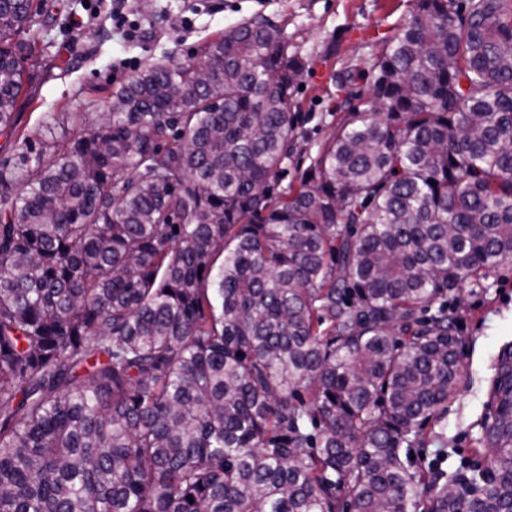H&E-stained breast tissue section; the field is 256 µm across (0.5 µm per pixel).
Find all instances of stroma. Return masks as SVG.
Segmentation results:
<instances>
[{
	"label": "stroma",
	"instance_id": "obj_1",
	"mask_svg": "<svg viewBox=\"0 0 512 512\" xmlns=\"http://www.w3.org/2000/svg\"><path fill=\"white\" fill-rule=\"evenodd\" d=\"M413 8L414 0H132L127 16L139 35L130 38L112 22V0H44L16 125L0 130V159L11 155L20 134L40 140L48 116L94 120L113 84L170 53L198 62L204 44L226 27L262 14L306 65L304 86L295 92L299 139L288 160L287 179L298 181L348 107L367 108L370 64ZM448 306L464 341L459 390L411 453L415 464L436 461L455 473L487 454L478 440L498 358L512 343V261L463 281Z\"/></svg>",
	"mask_w": 512,
	"mask_h": 512
}]
</instances>
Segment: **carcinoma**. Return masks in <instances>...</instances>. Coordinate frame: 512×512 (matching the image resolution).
<instances>
[{"label": "carcinoma", "instance_id": "carcinoma-1", "mask_svg": "<svg viewBox=\"0 0 512 512\" xmlns=\"http://www.w3.org/2000/svg\"><path fill=\"white\" fill-rule=\"evenodd\" d=\"M33 17L0 0V130ZM305 70L254 16L0 160V512H512V346L485 461L405 452L448 292L512 260V0H415L283 188Z\"/></svg>", "mask_w": 512, "mask_h": 512}]
</instances>
